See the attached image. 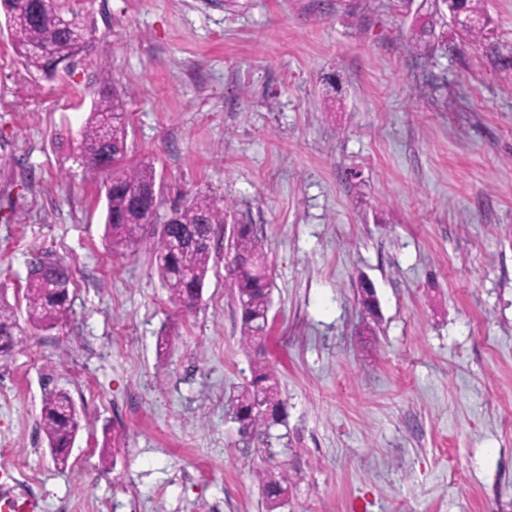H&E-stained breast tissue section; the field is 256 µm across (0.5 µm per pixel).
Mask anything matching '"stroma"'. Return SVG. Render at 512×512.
<instances>
[{"instance_id":"obj_1","label":"stroma","mask_w":512,"mask_h":512,"mask_svg":"<svg viewBox=\"0 0 512 512\" xmlns=\"http://www.w3.org/2000/svg\"><path fill=\"white\" fill-rule=\"evenodd\" d=\"M59 5L93 35L53 79L0 34V283L21 298L46 251L73 272L66 326L0 367V468L25 461L40 512H264L266 470L283 512H512V0H485L477 41L434 0ZM105 79L160 214L207 192L263 240L275 460L234 418L251 353L224 237L184 310L148 242L110 254L99 182L61 172L56 137ZM50 388L84 422L64 469L38 425ZM276 483L280 488L279 495H272L268 492L272 484ZM259 484L262 489V494L265 499L266 508L268 512H275L285 506L288 497V484L287 480L280 476V479L273 478L272 474L261 473L259 475Z\"/></svg>"}]
</instances>
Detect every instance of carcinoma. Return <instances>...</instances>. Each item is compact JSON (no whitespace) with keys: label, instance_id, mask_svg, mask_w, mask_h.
Masks as SVG:
<instances>
[{"label":"carcinoma","instance_id":"1","mask_svg":"<svg viewBox=\"0 0 512 512\" xmlns=\"http://www.w3.org/2000/svg\"><path fill=\"white\" fill-rule=\"evenodd\" d=\"M475 19L462 30L474 39L483 35L484 0H468ZM54 0H0V14L10 23V38L22 63L45 78L54 76L80 41L89 42V30L83 19L71 13L67 27L55 25ZM125 112L117 93L101 94L92 100L91 110L81 128L79 138L61 139L63 158L72 165L66 174L82 177L104 176L105 224L108 246L120 252L139 242L143 232L150 231L156 269L169 297L189 309L200 298L210 270L212 246L201 244L212 239L214 230L225 223L224 202L206 192H197L176 208L174 222L161 224L152 220L149 202L138 191L156 184L155 170L150 163L125 164L128 152V130L122 119ZM229 242L234 250L230 269L235 301L241 312L242 342L255 350L252 378L235 398V419L244 439L261 430L269 431L274 422L256 409L257 397L268 406L281 405L275 374L262 358L261 335L268 325L272 283L270 281L263 243L251 224H232ZM72 271L55 254L43 253L29 264L24 291L28 324L38 331H49L66 322L71 306L69 287ZM22 334L17 320V307L10 304L0 289V362L10 358ZM40 425L47 446L58 449L56 464L67 467L65 449L75 441L82 428L81 417L71 411V397L62 390L44 395ZM259 484L267 512L285 506L288 484L285 478L275 479L269 473L259 475Z\"/></svg>","mask_w":512,"mask_h":512}]
</instances>
